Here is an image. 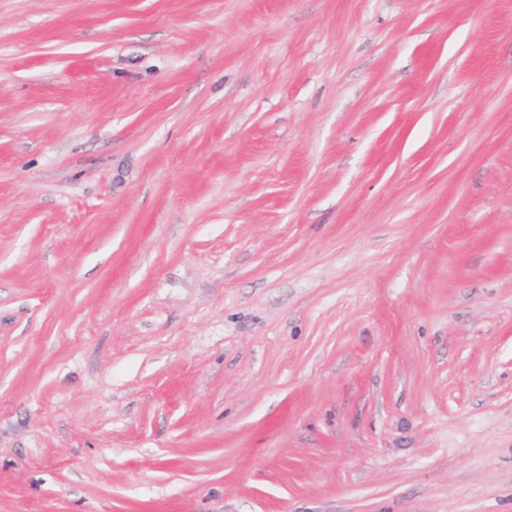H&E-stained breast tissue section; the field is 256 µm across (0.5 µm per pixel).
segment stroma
<instances>
[{"mask_svg":"<svg viewBox=\"0 0 512 512\" xmlns=\"http://www.w3.org/2000/svg\"><path fill=\"white\" fill-rule=\"evenodd\" d=\"M0 512H512V0H0Z\"/></svg>","mask_w":512,"mask_h":512,"instance_id":"1","label":"stroma"}]
</instances>
